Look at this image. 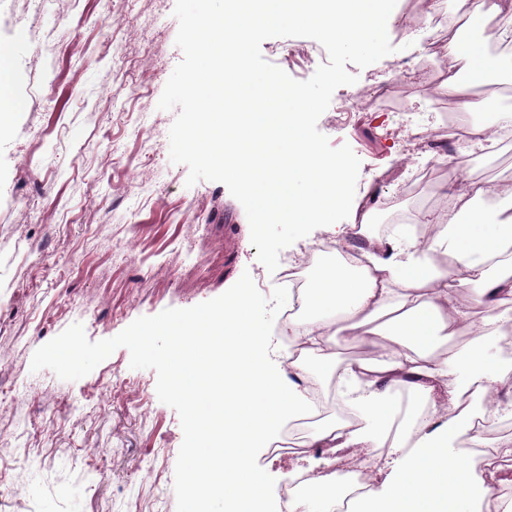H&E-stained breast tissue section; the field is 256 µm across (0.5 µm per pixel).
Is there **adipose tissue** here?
Instances as JSON below:
<instances>
[{
  "label": "adipose tissue",
  "mask_w": 512,
  "mask_h": 512,
  "mask_svg": "<svg viewBox=\"0 0 512 512\" xmlns=\"http://www.w3.org/2000/svg\"><path fill=\"white\" fill-rule=\"evenodd\" d=\"M466 16L470 33L449 40L456 67L437 91L454 101L469 147L486 149L512 129V113L470 119L474 90L497 80L477 32L493 20L498 40L512 41V0H469ZM448 190L452 210L420 216L431 228L425 241L371 236L368 209L355 223L337 225L338 235L366 239L363 261L353 267L339 260L315 276L308 311L288 325L298 354L287 369L266 355L247 288L180 324L170 362L174 388L193 389L187 428L195 444L184 458L188 512H208L218 494L224 512H268L253 451L308 413L311 398L300 379L338 364L355 418L318 421L308 447L400 456L384 481L368 476L352 512H490L489 493L505 480L497 461L512 458V438L496 444L483 471L454 458L453 446L474 432L455 377L466 372L477 385L483 416L512 408L496 393L497 385L512 382V360L491 357L481 342L504 335L512 322V185L465 179ZM477 306V339L441 350L447 330L472 323ZM345 348L359 349L360 357L343 361Z\"/></svg>",
  "instance_id": "1"
}]
</instances>
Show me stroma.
<instances>
[{
    "label": "stroma",
    "instance_id": "stroma-1",
    "mask_svg": "<svg viewBox=\"0 0 512 512\" xmlns=\"http://www.w3.org/2000/svg\"><path fill=\"white\" fill-rule=\"evenodd\" d=\"M175 0H0V46L22 106L0 125V512H186L182 461L191 446L189 398L172 388L175 323L219 307L247 286L266 351L288 349L292 305L250 241L228 188L172 163L176 110L158 101L183 54ZM423 0H397L394 53L337 88L318 121L332 146L361 161L353 203L374 212L380 238L418 233L443 209L449 170L512 184V144L485 161L453 142L436 114L448 46L405 27ZM264 58L297 80L328 60L310 38H271ZM435 164L426 184L417 170ZM198 254L189 263L186 253ZM153 327L148 345L136 332ZM265 494L278 505L294 466L340 469L323 448H259Z\"/></svg>",
    "mask_w": 512,
    "mask_h": 512
}]
</instances>
